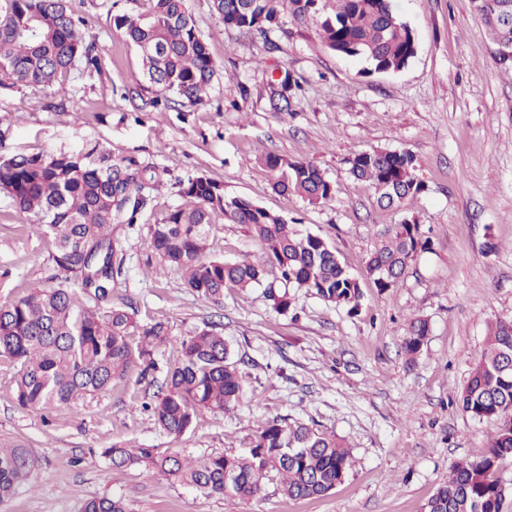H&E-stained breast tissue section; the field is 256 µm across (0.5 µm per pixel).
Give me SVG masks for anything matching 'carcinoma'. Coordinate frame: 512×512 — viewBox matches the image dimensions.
<instances>
[{
  "label": "carcinoma",
  "instance_id": "carcinoma-1",
  "mask_svg": "<svg viewBox=\"0 0 512 512\" xmlns=\"http://www.w3.org/2000/svg\"><path fill=\"white\" fill-rule=\"evenodd\" d=\"M145 13L115 20L138 50L143 72L157 93L153 103L174 98L204 102L217 75L187 0H151ZM67 0H0V85L46 89L64 97L76 64L91 77L100 73L98 48L86 42L82 22ZM315 0H212L228 27L265 36L277 23L279 7L305 16ZM494 46L512 41L508 0H471ZM322 31L328 47L364 61L376 72L398 71L416 54L410 26L391 0H336ZM262 165L279 192H293L312 206L333 198V186L314 164L267 153ZM349 172L370 183L383 207H400L423 193L413 157L374 149L349 158ZM154 180V168L130 159L123 166L96 146L79 153L15 155L0 161V193L8 206L25 214L28 229L49 239L50 258L60 275L33 283L9 301H0V364L12 370L15 402L24 409L69 408L111 390L136 368L142 378L156 369L155 356L170 343L168 327L140 324L112 300L117 255L112 224H131L145 207L138 198ZM183 203L151 225L152 267L180 273L184 285L203 302L221 307L224 289L245 293L263 288L282 313L291 306L290 289L304 288L327 304L355 311L362 298L326 240L302 232L279 214L242 197L224 195L223 184L204 176L182 184ZM217 213L243 224L262 245L258 260L229 262L208 255V234ZM424 243L417 226L387 228L366 262V274L384 292L404 275ZM429 334L427 320L406 329L401 349L412 361ZM151 401L143 403L155 425L179 438L200 413H224L239 401L246 373L216 325L206 323L176 346ZM462 412L493 426L485 453L448 467V477L423 512H503L500 465L512 460V318L491 326L479 360L459 395ZM114 467L136 468L148 477L165 476L203 495L249 500L264 482L279 480L292 500L319 498L345 479L350 450L336 435L307 424L266 421L247 452L191 458L136 442L101 449ZM38 460L22 442L0 444V502L9 500L34 475ZM82 512H129L120 497L84 503Z\"/></svg>",
  "mask_w": 512,
  "mask_h": 512
}]
</instances>
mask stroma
Masks as SVG:
<instances>
[{
  "label": "stroma",
  "instance_id": "35a3bbf8",
  "mask_svg": "<svg viewBox=\"0 0 512 512\" xmlns=\"http://www.w3.org/2000/svg\"><path fill=\"white\" fill-rule=\"evenodd\" d=\"M412 29L417 51L396 72H364L332 51L320 23L336 0H317L305 18L281 11L267 37L225 27L211 0L188 8L219 68L204 103L179 99L155 107L135 46L115 27L122 15L147 12L151 0H69L101 55L100 75H78L65 99L49 91L0 88V157L80 152L98 145L114 162L157 167L161 184L144 189L135 223H117L123 257L114 302L126 301L143 323L165 322L172 341L214 322L248 373L237 407L201 413L176 439L143 412L148 388L137 373L112 391L73 408L33 411L13 399L0 367V439L32 448L38 468L0 512H81L90 498L112 495L130 512H421L448 467L484 454L490 424L466 416L457 396L497 319L512 318V72L493 59V44L470 0H392ZM297 84L288 111L271 104L272 73ZM376 148L412 155L424 192L383 209L348 160ZM316 165L334 186L328 204L273 189L261 164L267 153ZM206 176L228 196L250 199L327 239L360 283L355 312L306 291L288 312L256 288L225 291L217 308L194 296L178 272L147 275L150 226L182 202L181 182ZM415 224L418 251L399 284L378 292L365 272L385 227ZM0 200V301L55 273L46 239ZM212 254L233 261L259 256L241 224L215 216ZM430 335L416 361L401 340L412 319ZM317 424L351 451L344 482L325 497L293 501L266 482L259 497H205L165 477L115 468L100 451L128 440L193 456L238 454L261 422Z\"/></svg>",
  "mask_w": 512,
  "mask_h": 512
}]
</instances>
